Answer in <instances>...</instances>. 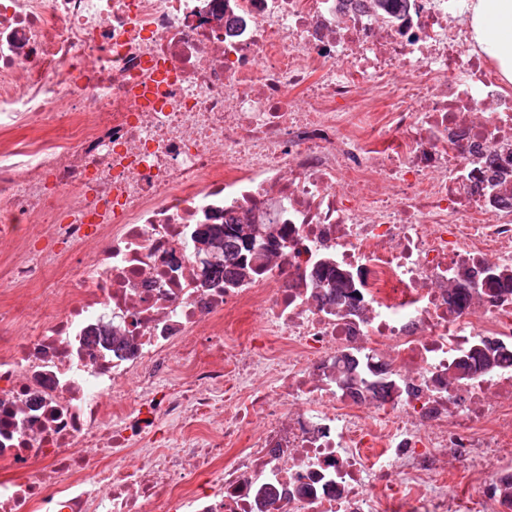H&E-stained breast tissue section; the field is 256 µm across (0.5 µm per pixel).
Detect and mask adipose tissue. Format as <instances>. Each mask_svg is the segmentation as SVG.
<instances>
[{
	"label": "adipose tissue",
	"instance_id": "ef3b65f1",
	"mask_svg": "<svg viewBox=\"0 0 512 512\" xmlns=\"http://www.w3.org/2000/svg\"><path fill=\"white\" fill-rule=\"evenodd\" d=\"M470 22L475 42L512 81V0H470Z\"/></svg>",
	"mask_w": 512,
	"mask_h": 512
}]
</instances>
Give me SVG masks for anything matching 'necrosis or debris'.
Here are the masks:
<instances>
[{"label": "necrosis or debris", "instance_id": "necrosis-or-debris-1", "mask_svg": "<svg viewBox=\"0 0 512 512\" xmlns=\"http://www.w3.org/2000/svg\"><path fill=\"white\" fill-rule=\"evenodd\" d=\"M0 276V512H512L469 0H0ZM249 224H228L224 227V259L225 261L235 259L236 254L239 251L240 244L242 248L246 250L251 249L250 238H252ZM226 238L231 240H226ZM235 249H237L235 254Z\"/></svg>", "mask_w": 512, "mask_h": 512}]
</instances>
